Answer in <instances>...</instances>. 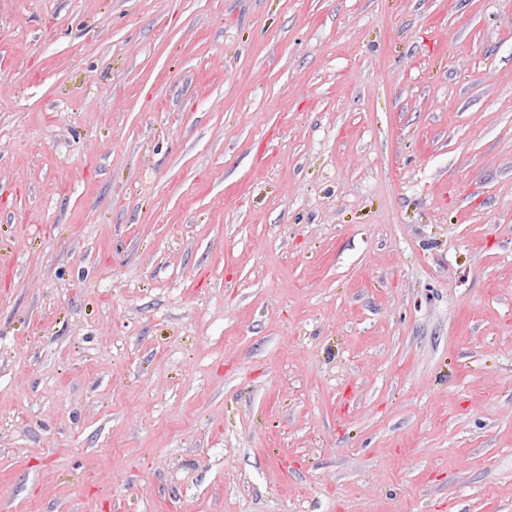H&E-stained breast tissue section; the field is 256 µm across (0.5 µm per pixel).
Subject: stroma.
I'll use <instances>...</instances> for the list:
<instances>
[{
    "mask_svg": "<svg viewBox=\"0 0 512 512\" xmlns=\"http://www.w3.org/2000/svg\"><path fill=\"white\" fill-rule=\"evenodd\" d=\"M0 512H512V0H0Z\"/></svg>",
    "mask_w": 512,
    "mask_h": 512,
    "instance_id": "1",
    "label": "stroma"
}]
</instances>
